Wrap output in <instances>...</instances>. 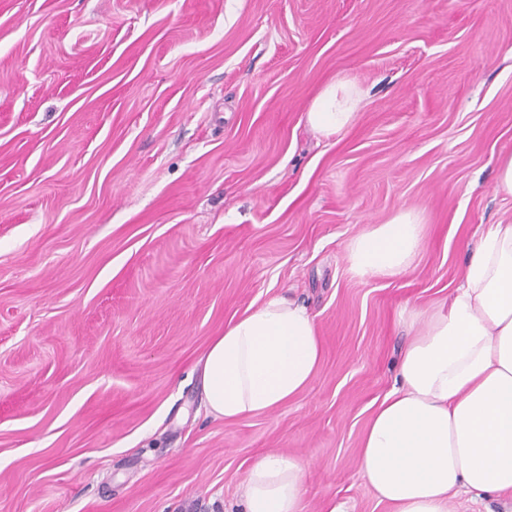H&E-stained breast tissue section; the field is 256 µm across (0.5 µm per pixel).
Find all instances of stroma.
<instances>
[{"label":"stroma","mask_w":512,"mask_h":512,"mask_svg":"<svg viewBox=\"0 0 512 512\" xmlns=\"http://www.w3.org/2000/svg\"><path fill=\"white\" fill-rule=\"evenodd\" d=\"M362 92L324 137L330 83ZM512 154V0H0V512H239L260 455L301 512H393L359 470L412 312L444 302ZM411 210V271L346 246ZM272 296L320 367L287 404L206 414L201 360ZM361 100L362 93L354 85L336 81L315 98L307 121L325 137L336 135L352 124Z\"/></svg>","instance_id":"obj_1"}]
</instances>
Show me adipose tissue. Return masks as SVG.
<instances>
[{"mask_svg": "<svg viewBox=\"0 0 512 512\" xmlns=\"http://www.w3.org/2000/svg\"><path fill=\"white\" fill-rule=\"evenodd\" d=\"M362 100L338 81L313 101L308 123L323 136L349 127ZM423 245L418 215L374 224L347 245L352 270L392 277ZM322 358L315 319L271 297L210 344L202 366L207 413L235 421L302 393ZM360 471L394 512H450L458 492L512 496V224H490L448 303L425 313L404 349L393 389L364 435ZM304 462L269 452L250 466L242 512H300Z\"/></svg>", "mask_w": 512, "mask_h": 512, "instance_id": "obj_1", "label": "adipose tissue"}]
</instances>
